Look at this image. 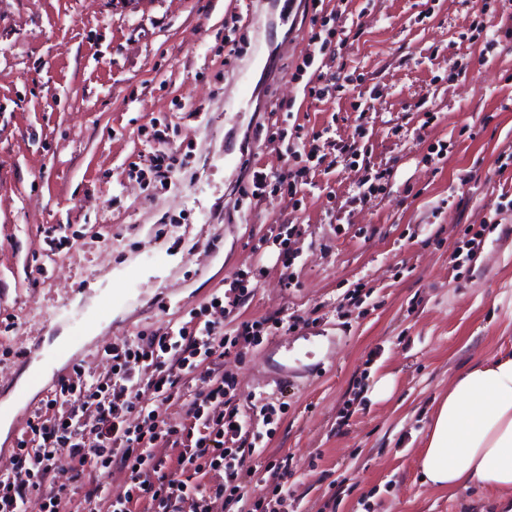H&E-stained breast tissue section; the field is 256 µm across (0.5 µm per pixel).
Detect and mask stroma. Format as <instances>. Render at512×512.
<instances>
[{"label":"stroma","mask_w":512,"mask_h":512,"mask_svg":"<svg viewBox=\"0 0 512 512\" xmlns=\"http://www.w3.org/2000/svg\"><path fill=\"white\" fill-rule=\"evenodd\" d=\"M248 3L0 0V380L39 336L83 334L70 355L102 376L104 347L175 322L216 320L231 336L300 314L288 380L269 364L278 337L224 357L240 412L275 408L243 466L288 457L290 512H494L491 493L423 483L417 459L449 378L512 346V211L486 221L512 201V166L497 163L512 150V0H347L350 47L325 70L359 87L324 103L303 97L312 8L297 0L285 50L228 131L224 58L228 41L249 47ZM484 8L490 52L473 36ZM460 55L469 68L450 78ZM285 129L325 130L366 156L235 210L248 166L285 172ZM440 146L445 159L424 163ZM160 150L174 157L163 175ZM369 165L384 188L354 202ZM282 219L302 228L288 269L271 241ZM235 273L248 292L229 319L220 299ZM100 289L111 320L73 319Z\"/></svg>","instance_id":"35a3bbf8"}]
</instances>
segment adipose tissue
Masks as SVG:
<instances>
[{
    "label": "adipose tissue",
    "mask_w": 512,
    "mask_h": 512,
    "mask_svg": "<svg viewBox=\"0 0 512 512\" xmlns=\"http://www.w3.org/2000/svg\"><path fill=\"white\" fill-rule=\"evenodd\" d=\"M425 483L456 493L482 489L512 512V353L458 372L433 409L417 461Z\"/></svg>",
    "instance_id": "1"
}]
</instances>
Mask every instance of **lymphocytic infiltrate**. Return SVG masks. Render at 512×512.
Here are the masks:
<instances>
[{"label": "lymphocytic infiltrate", "instance_id": "1", "mask_svg": "<svg viewBox=\"0 0 512 512\" xmlns=\"http://www.w3.org/2000/svg\"><path fill=\"white\" fill-rule=\"evenodd\" d=\"M323 0H311V17L318 25L312 33L317 52L306 53L302 69L310 77L305 94L321 102L345 91L351 76L326 74L318 55L339 56L348 49L346 19L342 11L325 12ZM286 159L300 160L301 168L287 176L271 178L255 169L242 198H259L270 180L296 193L305 167L321 162L331 140L313 134H292L282 139ZM259 323H241L233 339H225L223 326L207 320L196 326L171 325L161 335H138L104 348L103 358L112 369L106 376L87 378L74 367L70 378L60 380L41 407L36 408L17 443L11 466L0 473V512H57V503L70 498L85 480L81 512H133L146 500L147 512H214L217 501L238 500L244 490L238 455L247 442V417L238 407L226 405L236 380L222 369L229 347H247L258 341ZM199 375L204 387L185 392L183 381ZM187 399L183 422L171 424L158 404ZM139 414L140 424L128 421ZM169 443L180 447L175 465L154 453ZM69 459L66 482H55L57 457ZM120 462L127 471L124 488L115 490L95 483L97 471Z\"/></svg>", "mask_w": 512, "mask_h": 512}]
</instances>
